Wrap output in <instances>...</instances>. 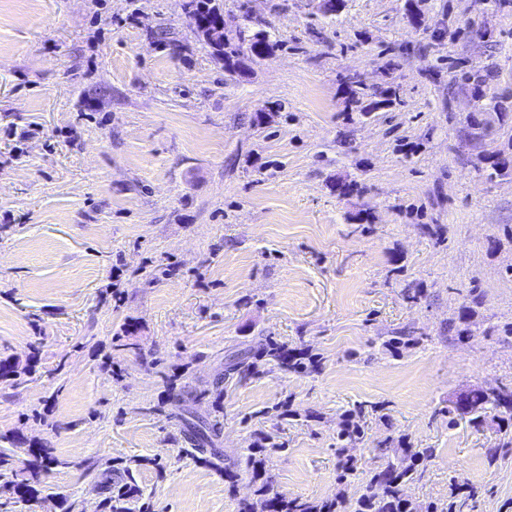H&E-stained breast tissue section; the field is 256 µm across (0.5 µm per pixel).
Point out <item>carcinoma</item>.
Masks as SVG:
<instances>
[{"mask_svg":"<svg viewBox=\"0 0 512 512\" xmlns=\"http://www.w3.org/2000/svg\"><path fill=\"white\" fill-rule=\"evenodd\" d=\"M189 13L196 19L214 25L224 20V5L221 0H189ZM200 36L221 57L224 63L231 65L239 56L250 61L262 59L275 52L278 43L271 40L264 30H250L248 53H242V46L235 42L213 43L208 40L206 32ZM352 100L358 102L370 96L372 101L361 107L368 113L380 104L388 103L395 95L392 87H386L379 94H367L363 84L356 80L346 81ZM489 164L486 178L511 176L512 165L501 159V153L492 152L484 156ZM483 306L482 293L472 288L467 300L461 306L458 317L448 322V332L452 339L468 341L475 336H511L512 322L503 325L482 327L476 322L478 309ZM420 343L416 331L402 328L393 332L382 343V348L393 356H401L407 349ZM322 367V357L313 348L301 343L290 345L273 336L255 350L238 349L227 355V369L213 382V389L190 398L185 391L176 390V381L180 372L164 376L171 394L169 401L177 404L188 415L185 419L184 437L191 447L184 452L204 465L224 474L225 487L231 495L235 494L241 475L249 476L254 487L253 498L239 503V512H465L469 502L475 500L479 488L459 477H452L448 502H421L408 493L410 485L418 482L427 462L435 456L434 448H419L405 436L392 435L375 443L371 451L369 477L356 497H347L339 492L332 498L310 500L302 497H288L275 489V483L268 466L271 448L263 439L254 440L243 457L244 467H232L224 463V454L216 446L220 433V415L223 413L224 379L228 376L237 378L238 383L246 384L254 378L280 371L285 373L317 372ZM33 365L11 358H0V381L14 382L22 374L31 371ZM210 399L213 418L197 414L193 405L204 398ZM463 407L451 404L442 408V412L468 423L476 430L494 427L501 434L498 445L486 451L488 463L493 465L505 457L504 449L512 447V380L499 385L489 392L481 386H474L465 391L462 397ZM383 411V406L359 403L346 411L339 422L336 443V470L339 481L345 482L358 470V459L347 453V449L361 442L364 437V423L367 415ZM0 501L8 506L21 501L30 502L39 498L47 490L45 476L59 465L60 461L53 454L49 444L42 442L28 450L22 465H16L12 447L16 446V436H0ZM142 466L139 461L124 464L123 471L107 467L98 469V463H88V471L95 473L96 485L103 495L104 512H151L149 503L143 501L142 491L136 483L134 473Z\"/></svg>","mask_w":512,"mask_h":512,"instance_id":"cac0c4a2","label":"carcinoma"}]
</instances>
